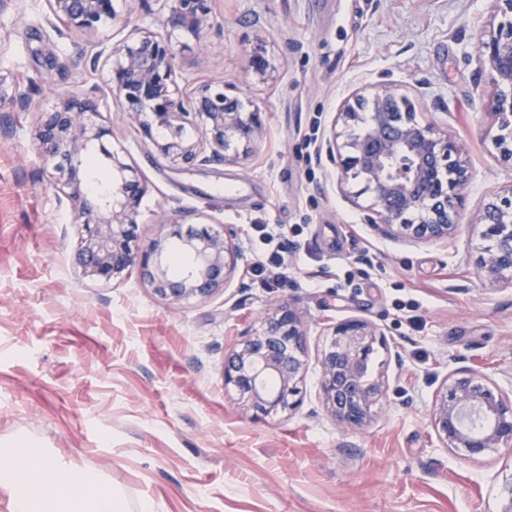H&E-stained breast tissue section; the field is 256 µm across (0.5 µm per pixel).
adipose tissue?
I'll return each instance as SVG.
<instances>
[{
	"mask_svg": "<svg viewBox=\"0 0 512 512\" xmlns=\"http://www.w3.org/2000/svg\"><path fill=\"white\" fill-rule=\"evenodd\" d=\"M0 488L10 495L11 512H126L122 495L101 476L50 461L22 436L0 448Z\"/></svg>",
	"mask_w": 512,
	"mask_h": 512,
	"instance_id": "ef3b65f1",
	"label": "adipose tissue"
}]
</instances>
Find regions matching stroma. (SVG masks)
I'll list each match as a JSON object with an SVG mask.
<instances>
[{"label":"stroma","mask_w":512,"mask_h":512,"mask_svg":"<svg viewBox=\"0 0 512 512\" xmlns=\"http://www.w3.org/2000/svg\"><path fill=\"white\" fill-rule=\"evenodd\" d=\"M489 0H211L213 26L170 30L166 0H119L88 32L49 25L46 0L0 9V444L24 435L54 461L100 473L158 512H499L512 453L465 460L431 426L454 356L512 398V288L480 277L479 228L449 243L383 234L313 160L342 101L395 84L420 121L451 133L477 213L512 186L491 142L492 92L475 62ZM171 34L182 86L225 83L262 114L240 163L174 171L113 97L100 52L133 30ZM270 67L257 75L255 52ZM96 104L107 147L148 191L143 247L175 224L235 225L239 259L212 296L172 303L136 272L99 281L74 262L85 235L51 185L35 129L61 94ZM280 243V266L258 272ZM307 324L304 403L255 418L224 388V352L282 303ZM363 318L384 334L371 372L387 388L370 421L336 423L318 395L328 329Z\"/></svg>","instance_id":"stroma-1"}]
</instances>
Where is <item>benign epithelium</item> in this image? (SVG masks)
I'll return each mask as SVG.
<instances>
[{
    "label": "benign epithelium",
    "mask_w": 512,
    "mask_h": 512,
    "mask_svg": "<svg viewBox=\"0 0 512 512\" xmlns=\"http://www.w3.org/2000/svg\"><path fill=\"white\" fill-rule=\"evenodd\" d=\"M50 25L94 30L116 17L114 0H47ZM168 24L202 32L209 28L210 0H168ZM498 22L481 32L476 45L480 72L494 87L487 100L502 158L512 161V0H494ZM109 64L113 95L125 111L149 112L141 123L145 137L164 165L185 170L236 164L262 133L261 113L245 111L224 86L204 84L193 92L176 80L175 54L166 35L141 31L112 46ZM93 101L77 93L63 97L36 130L39 153L53 162L52 185L71 201L87 235L76 263L88 277L109 280L130 268L160 298L178 303L206 298L224 285L238 258L236 230L177 227L171 236L192 262L178 276L169 270L168 238L133 250V232L147 187L118 153L100 146L105 129ZM337 122L316 149L317 159L338 170L340 182L358 179L363 187L352 202L369 195L367 220L390 235L412 242H446L464 223L462 195L470 180L465 150L455 136L416 118L409 98L393 85L355 93L340 108ZM100 152L112 172L104 193L92 196L82 185L85 158ZM476 224L487 245L476 266L491 284L512 287V189L484 203ZM382 332L371 322L351 318L333 327L322 351L320 394L330 416L350 427L365 424L385 391V380L370 374L374 345ZM308 364L306 330L291 305L268 312L259 328L247 332L224 353V385L253 415L292 413L303 404ZM431 424L444 447L464 459L495 449L512 452V401L508 402L476 369L452 370L436 397Z\"/></svg>",
    "instance_id": "obj_1"
}]
</instances>
